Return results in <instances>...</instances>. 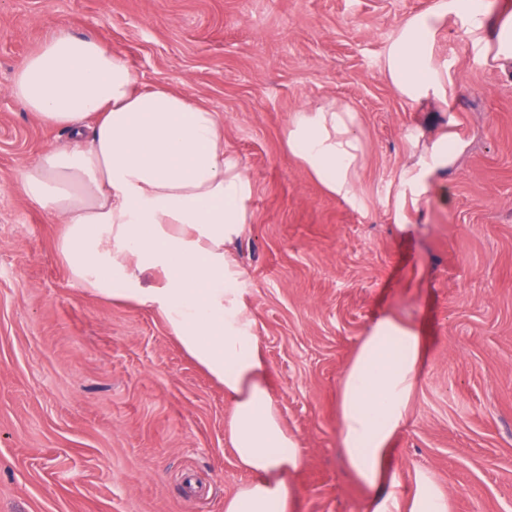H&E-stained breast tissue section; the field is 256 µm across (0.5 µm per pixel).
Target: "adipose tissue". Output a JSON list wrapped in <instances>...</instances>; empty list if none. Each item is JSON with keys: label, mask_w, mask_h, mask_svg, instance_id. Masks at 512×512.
<instances>
[{"label": "adipose tissue", "mask_w": 512, "mask_h": 512, "mask_svg": "<svg viewBox=\"0 0 512 512\" xmlns=\"http://www.w3.org/2000/svg\"><path fill=\"white\" fill-rule=\"evenodd\" d=\"M486 27L475 0H436L401 22L384 69L409 104L446 101L448 67L433 45L439 23ZM12 94L45 125L68 132L21 170L26 200L63 226L57 252L92 292L153 311L179 348L223 386L231 408L224 436L247 482L224 512H296L304 464L271 394V373L242 286L234 247L249 223L252 183L224 151L217 113L163 85L138 86L126 59L66 32L48 36L15 71ZM355 111L328 104L296 111L291 154L327 191L357 195L364 153ZM147 287H138L143 275ZM428 353L422 329L380 313L362 336L337 389L345 464L369 493L368 512H448V498L421 482L411 499L391 465Z\"/></svg>", "instance_id": "adipose-tissue-1"}]
</instances>
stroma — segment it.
<instances>
[{"mask_svg":"<svg viewBox=\"0 0 512 512\" xmlns=\"http://www.w3.org/2000/svg\"><path fill=\"white\" fill-rule=\"evenodd\" d=\"M434 0H0V512H224L247 476L224 389L151 311L102 298L60 261L62 227L19 171L67 133L10 93L51 33L121 53L142 87L218 112L253 187L235 251L274 399L305 464L296 512H366L337 438L336 389L374 313L417 323L428 356L393 464L448 512H512V67L439 25L447 103L412 106L383 72L397 24ZM355 109L358 197L291 155L301 108ZM420 139H411L412 130ZM462 149L423 188L430 137Z\"/></svg>","mask_w":512,"mask_h":512,"instance_id":"35a3bbf8","label":"stroma"}]
</instances>
